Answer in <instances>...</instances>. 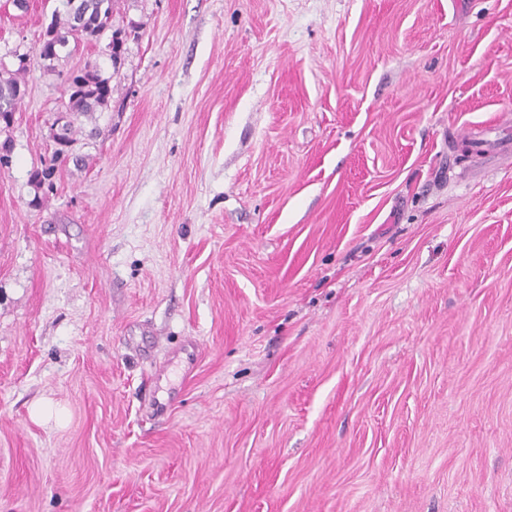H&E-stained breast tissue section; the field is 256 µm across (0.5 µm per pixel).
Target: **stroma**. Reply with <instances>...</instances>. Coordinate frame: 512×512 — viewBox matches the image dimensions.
<instances>
[{
    "mask_svg": "<svg viewBox=\"0 0 512 512\" xmlns=\"http://www.w3.org/2000/svg\"><path fill=\"white\" fill-rule=\"evenodd\" d=\"M131 20L84 166L33 204L34 69L0 168V512H512V0Z\"/></svg>",
    "mask_w": 512,
    "mask_h": 512,
    "instance_id": "1",
    "label": "stroma"
}]
</instances>
